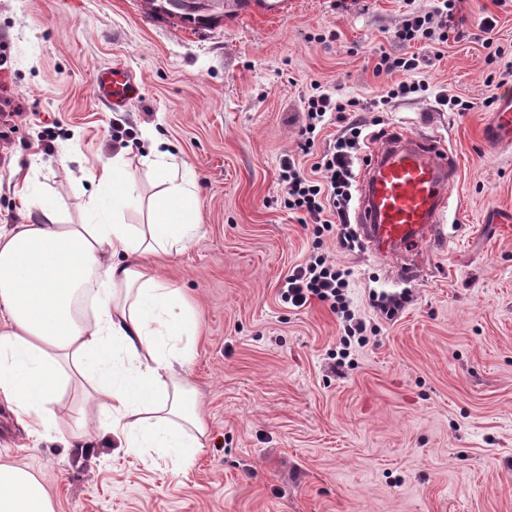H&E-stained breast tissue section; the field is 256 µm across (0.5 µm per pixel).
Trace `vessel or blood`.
I'll return each mask as SVG.
<instances>
[{
	"instance_id": "obj_1",
	"label": "vessel or blood",
	"mask_w": 512,
	"mask_h": 512,
	"mask_svg": "<svg viewBox=\"0 0 512 512\" xmlns=\"http://www.w3.org/2000/svg\"><path fill=\"white\" fill-rule=\"evenodd\" d=\"M95 85L98 97L114 110L139 93L132 73L121 67L98 70ZM494 124L497 144H512V95L504 97ZM361 171L356 223L377 252L403 256L399 279L415 277L419 250L439 237L452 206V188L459 178L453 152L441 139L403 132L365 154Z\"/></svg>"
}]
</instances>
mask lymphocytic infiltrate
<instances>
[{"label":"lymphocytic infiltrate","instance_id":"obj_1","mask_svg":"<svg viewBox=\"0 0 512 512\" xmlns=\"http://www.w3.org/2000/svg\"><path fill=\"white\" fill-rule=\"evenodd\" d=\"M454 0H444L435 10L404 19L391 34L394 42L408 45L420 39L447 43L448 28L454 21ZM421 61L417 54L393 55L381 53L374 71L376 75L403 74L404 79L382 88L375 96L373 106H385L397 98H406L426 92L427 84L409 80L408 75L419 70ZM358 101L344 98L321 85H313L303 100L304 123L299 130L300 149L310 153L318 128L337 122L343 123L342 134L332 146L324 150L311 169H304L294 154L284 153L280 160V177L286 186L285 204L288 209L302 213L304 223L313 225L317 234L335 233L341 249L358 248L357 237L350 225L349 204L354 177L353 159L365 139L364 123L351 119L357 111ZM352 272L336 264L325 253H314L302 265L295 267L285 279L281 298L294 307L301 308L311 301L328 306L340 319L343 343L363 336L365 324L356 317L348 295Z\"/></svg>","mask_w":512,"mask_h":512}]
</instances>
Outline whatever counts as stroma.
I'll return each instance as SVG.
<instances>
[{"mask_svg": "<svg viewBox=\"0 0 512 512\" xmlns=\"http://www.w3.org/2000/svg\"><path fill=\"white\" fill-rule=\"evenodd\" d=\"M436 0H282L208 28L148 14L142 0H0V225L30 217L23 176L77 224L93 191L87 168L126 150L138 187L124 219L144 223L155 193L144 131L192 173L198 240L161 265L198 321L181 370L208 434L192 466L138 457L89 425L65 388L54 428L29 435L0 405V463L29 470L55 512H512V147L490 148L491 68L512 67V0H460L463 39L414 73L429 88L383 111L380 52L430 54L390 39ZM502 55L488 65L478 23ZM132 71L142 94L101 105L95 75ZM319 84L359 100L381 146L401 129L442 135L460 178L441 246L402 283L368 245L344 251L284 203L279 158L298 153L303 98ZM472 101L468 112L443 97ZM350 268L366 339L343 347L327 306L282 301L286 276L314 246ZM406 295L394 315L372 295Z\"/></svg>", "mask_w": 512, "mask_h": 512, "instance_id": "35a3bbf8", "label": "stroma"}]
</instances>
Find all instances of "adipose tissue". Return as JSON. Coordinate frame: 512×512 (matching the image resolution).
Here are the masks:
<instances>
[{
  "label": "adipose tissue",
  "instance_id": "ef3b65f1",
  "mask_svg": "<svg viewBox=\"0 0 512 512\" xmlns=\"http://www.w3.org/2000/svg\"><path fill=\"white\" fill-rule=\"evenodd\" d=\"M88 176L97 196L86 222L67 223L31 196L33 223L0 226V402L39 436L63 389L79 386L119 447L188 469L206 425L176 369L192 355L196 321L159 263L195 243L194 194L156 167L148 220L128 224L121 213L135 178L123 157L92 163ZM87 295L89 320L77 311ZM0 512L54 507L33 474L1 463Z\"/></svg>",
  "mask_w": 512,
  "mask_h": 512
}]
</instances>
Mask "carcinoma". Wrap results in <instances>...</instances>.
<instances>
[{
  "mask_svg": "<svg viewBox=\"0 0 512 512\" xmlns=\"http://www.w3.org/2000/svg\"><path fill=\"white\" fill-rule=\"evenodd\" d=\"M252 2L268 10L279 5V0H142L150 14L166 15L198 27L216 24Z\"/></svg>",
  "mask_w": 512,
  "mask_h": 512,
  "instance_id": "carcinoma-1",
  "label": "carcinoma"
}]
</instances>
